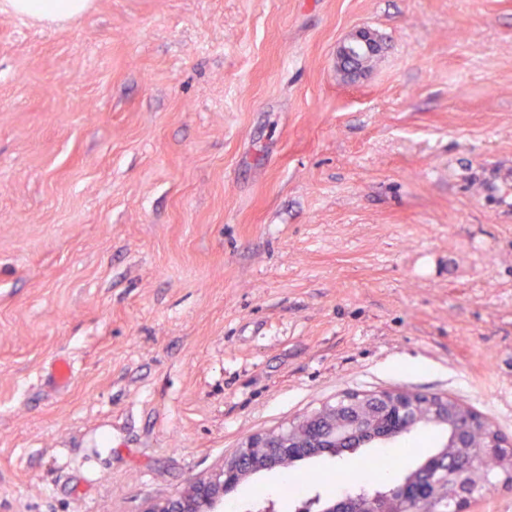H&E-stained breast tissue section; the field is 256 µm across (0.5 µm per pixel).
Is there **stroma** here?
<instances>
[{
    "label": "stroma",
    "mask_w": 512,
    "mask_h": 512,
    "mask_svg": "<svg viewBox=\"0 0 512 512\" xmlns=\"http://www.w3.org/2000/svg\"><path fill=\"white\" fill-rule=\"evenodd\" d=\"M15 18L0 0V512H145L348 391L450 395L512 437V0ZM398 448L301 461L310 495ZM282 480L227 503L298 512ZM375 43L376 40L369 32H359L352 40L344 42L339 46L336 52L337 64L348 70L358 69L360 57L364 51L369 50V45H374Z\"/></svg>",
    "instance_id": "stroma-1"
}]
</instances>
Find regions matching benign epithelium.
<instances>
[{"instance_id":"benign-epithelium-1","label":"benign epithelium","mask_w":512,"mask_h":512,"mask_svg":"<svg viewBox=\"0 0 512 512\" xmlns=\"http://www.w3.org/2000/svg\"><path fill=\"white\" fill-rule=\"evenodd\" d=\"M376 43L366 31L339 46L337 64L348 70L359 68L360 57ZM377 406L379 413L398 425H407L417 418L419 401L415 393L400 389H382L375 393L351 392L338 404L326 407L302 421L310 433L326 426L336 439L345 440L356 427V418L368 407ZM284 433L271 430L257 433L234 453L224 458L223 464L211 476L191 481L179 494L158 499L145 512H223L224 498L234 493L247 477L260 470L284 468L303 458L316 455L310 448H297L293 442L281 445ZM403 490L412 499L430 502L457 500L455 512H462L465 503L460 484L451 480L448 470V451L444 450L422 465L421 479L407 482ZM326 512H395L387 501L362 503L355 499H342L326 508Z\"/></svg>"}]
</instances>
